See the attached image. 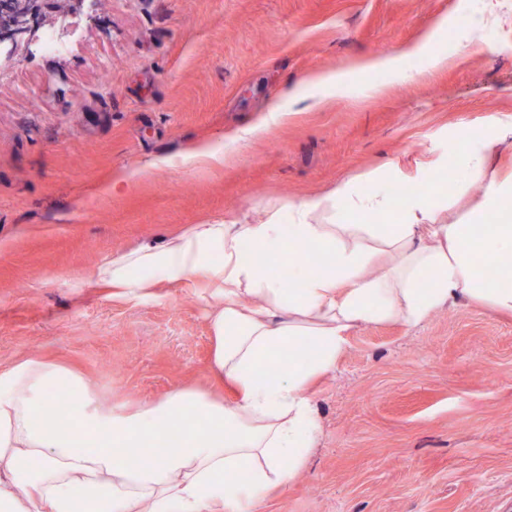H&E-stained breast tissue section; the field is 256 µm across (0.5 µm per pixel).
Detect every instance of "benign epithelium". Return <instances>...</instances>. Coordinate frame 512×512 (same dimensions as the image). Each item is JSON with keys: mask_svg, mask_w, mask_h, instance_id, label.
I'll list each match as a JSON object with an SVG mask.
<instances>
[{"mask_svg": "<svg viewBox=\"0 0 512 512\" xmlns=\"http://www.w3.org/2000/svg\"><path fill=\"white\" fill-rule=\"evenodd\" d=\"M47 0H0V51L3 61L13 59L20 48L30 49L38 31Z\"/></svg>", "mask_w": 512, "mask_h": 512, "instance_id": "obj_1", "label": "benign epithelium"}]
</instances>
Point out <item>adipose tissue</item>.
Segmentation results:
<instances>
[{
	"instance_id": "ef3b65f1",
	"label": "adipose tissue",
	"mask_w": 512,
	"mask_h": 512,
	"mask_svg": "<svg viewBox=\"0 0 512 512\" xmlns=\"http://www.w3.org/2000/svg\"><path fill=\"white\" fill-rule=\"evenodd\" d=\"M432 35L362 66L316 74L275 100L267 122L288 103L316 91L377 94L386 81H412L442 66ZM512 145V127H488L478 146L462 145L463 177L485 180L478 208L451 224L438 217L453 198L421 176L407 187L398 224H364L390 199L383 179L362 189L361 176L288 204L262 224L189 225L159 243L113 255L95 270L113 296L137 297L195 280L218 300L210 315L211 375L235 398L179 386L159 400L102 409L81 379L63 366L28 359L0 369V512H249L269 491L301 471L321 427L310 396L336 367L358 326L401 322L415 327L459 301L512 315V171L488 174L489 153ZM332 223H324V216ZM284 260L286 278L256 258ZM508 260L489 275L478 256ZM276 366L271 378L259 365ZM68 390L71 417L59 426L45 411L51 388ZM177 430L181 444L159 462L143 456Z\"/></svg>"
}]
</instances>
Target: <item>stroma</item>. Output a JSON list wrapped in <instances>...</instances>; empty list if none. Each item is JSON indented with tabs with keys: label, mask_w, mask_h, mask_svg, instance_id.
<instances>
[{
	"label": "stroma",
	"mask_w": 512,
	"mask_h": 512,
	"mask_svg": "<svg viewBox=\"0 0 512 512\" xmlns=\"http://www.w3.org/2000/svg\"><path fill=\"white\" fill-rule=\"evenodd\" d=\"M62 21L63 53L0 74V368L66 366L107 408L218 384L213 300L192 282L114 298L91 279L103 260L382 168L429 166L452 193L453 143L512 126V0H63ZM440 25L444 66L260 128L284 89ZM312 400L307 469L253 512H512L511 316L460 303L358 327Z\"/></svg>",
	"instance_id": "stroma-1"
}]
</instances>
